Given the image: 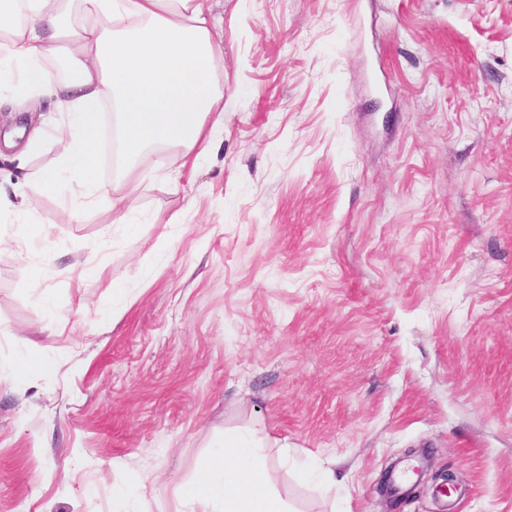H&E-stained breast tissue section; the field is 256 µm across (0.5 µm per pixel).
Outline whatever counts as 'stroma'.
<instances>
[{"label": "stroma", "mask_w": 512, "mask_h": 512, "mask_svg": "<svg viewBox=\"0 0 512 512\" xmlns=\"http://www.w3.org/2000/svg\"><path fill=\"white\" fill-rule=\"evenodd\" d=\"M224 130L129 163L127 223L30 215L0 250V512H212L180 486L253 425L294 512H512V0H212ZM0 135L50 100L11 87ZM47 305H40L41 297ZM43 315H36V308ZM335 471L323 484L319 467Z\"/></svg>", "instance_id": "obj_1"}]
</instances>
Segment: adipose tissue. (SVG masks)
Returning a JSON list of instances; mask_svg holds the SVG:
<instances>
[{"mask_svg":"<svg viewBox=\"0 0 512 512\" xmlns=\"http://www.w3.org/2000/svg\"><path fill=\"white\" fill-rule=\"evenodd\" d=\"M78 2L81 18L74 22L54 0H0V47L6 50L0 83L18 80L42 88L62 115L55 168L28 165L44 143L43 127H33L21 146L14 133L0 138L19 149L15 177L0 182V212L26 215L29 188L57 191L62 173L72 172L79 177L75 211L103 199L121 224L134 187L126 177L104 183L95 175L101 105L107 100L116 108L126 159L155 146L210 142L206 125L220 92L211 73L218 47L209 27V0ZM62 41L71 75L56 81L43 62ZM268 445L260 429H225L200 478L182 487V498L219 499L218 512H288L267 485L260 451Z\"/></svg>","mask_w":512,"mask_h":512,"instance_id":"1","label":"adipose tissue"}]
</instances>
